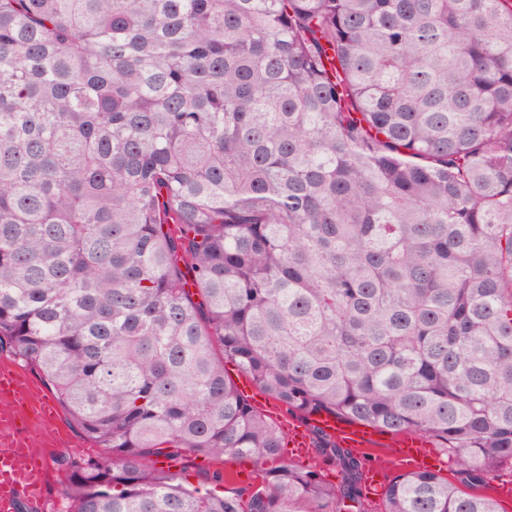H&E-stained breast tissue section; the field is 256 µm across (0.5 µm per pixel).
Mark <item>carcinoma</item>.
<instances>
[{
    "label": "carcinoma",
    "mask_w": 512,
    "mask_h": 512,
    "mask_svg": "<svg viewBox=\"0 0 512 512\" xmlns=\"http://www.w3.org/2000/svg\"><path fill=\"white\" fill-rule=\"evenodd\" d=\"M3 345L98 448L72 512H365L352 450L284 462L228 363L512 468V0H0ZM192 457L260 464L248 500L157 466Z\"/></svg>",
    "instance_id": "cac0c4a2"
}]
</instances>
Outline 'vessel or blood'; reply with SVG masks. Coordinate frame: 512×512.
Segmentation results:
<instances>
[{
    "label": "vessel or blood",
    "instance_id": "1",
    "mask_svg": "<svg viewBox=\"0 0 512 512\" xmlns=\"http://www.w3.org/2000/svg\"><path fill=\"white\" fill-rule=\"evenodd\" d=\"M56 404L20 365L0 363V512H17L21 499L44 498L48 469L47 448L62 446ZM318 428L343 448L367 446L374 427L349 422L322 412L308 422L288 427V454L292 459L309 457L310 430ZM396 459L412 469L426 470L437 454L425 437L408 435L391 449Z\"/></svg>",
    "mask_w": 512,
    "mask_h": 512
}]
</instances>
